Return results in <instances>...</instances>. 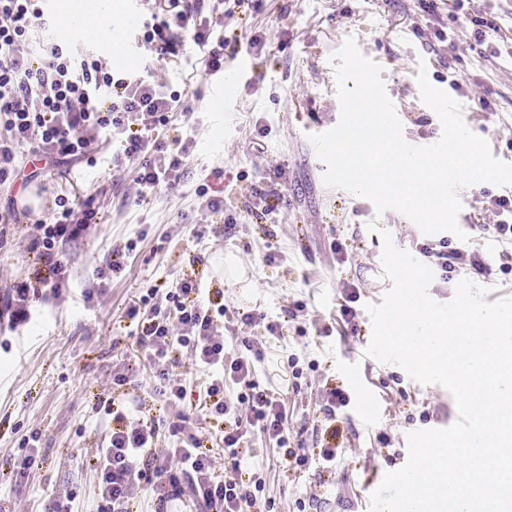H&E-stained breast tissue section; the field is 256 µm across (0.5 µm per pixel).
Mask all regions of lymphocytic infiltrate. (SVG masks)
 <instances>
[{"instance_id":"obj_1","label":"lymphocytic infiltrate","mask_w":512,"mask_h":512,"mask_svg":"<svg viewBox=\"0 0 512 512\" xmlns=\"http://www.w3.org/2000/svg\"><path fill=\"white\" fill-rule=\"evenodd\" d=\"M47 0H0V184L17 175V150L32 144L35 155L46 161L62 158L77 162L90 154L94 144L115 143V159L135 164L137 197L146 200L161 188L179 184L185 159L190 154L189 139H177L169 146L152 136L168 126L179 112L181 95L165 83L148 81L132 74L119 75L102 59L80 53L73 44L44 39L38 54L26 46L33 29L51 23ZM165 16L144 21L139 45L157 61L170 62L179 54L181 34L204 48L207 72L224 69L225 39H214L212 22L203 11L181 10L180 0H169ZM455 19L472 26L473 37L490 56H498L502 46L496 37L498 26L488 13L477 10L473 0H454ZM285 172L280 166L264 170L247 197L244 208L250 213L271 216L285 190ZM492 223L478 225L480 233L491 234L501 251L500 261L512 259V197L487 196ZM59 207L50 221H37L30 250L38 265L27 277L0 297V319L10 327L27 324L31 303L41 289L60 296L65 266L58 245L72 241L97 221L91 206L74 208L67 197H59ZM432 258L441 277L470 268L487 271L485 256L476 250L449 247L447 239L420 246ZM201 282L193 277L176 284L172 306L157 302L156 292L141 297L126 315L136 320L139 346L160 382L169 403L183 402L188 395L185 377L173 375L178 355L189 351L196 366L209 369L202 390L201 411L220 419L224 425V452L238 458L241 442L249 434L275 439L289 467H303L307 455L290 448L279 399L259 391L229 398L226 387L250 378L255 361L264 356L260 339L242 337L235 348L224 345L226 316L223 290L201 300ZM112 432L108 445L93 463L101 496L108 512H130L129 504L141 484L155 485L167 478L172 497L191 495L207 512H250L257 497L249 491L239 468L225 476L213 473L210 450L202 438L187 435L181 447L158 453V433L152 423L130 417L124 407L112 410Z\"/></svg>"}]
</instances>
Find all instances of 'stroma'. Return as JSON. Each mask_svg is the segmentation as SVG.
<instances>
[{"mask_svg":"<svg viewBox=\"0 0 512 512\" xmlns=\"http://www.w3.org/2000/svg\"><path fill=\"white\" fill-rule=\"evenodd\" d=\"M105 4L116 8L108 34L66 26L58 35L77 36L79 47L103 58L114 72H136L181 92L199 123L198 136L180 185L145 201L136 196L132 171L113 170L112 151L103 145L92 161L66 169L46 167L23 150L20 164L33 181L0 185V211L24 193H40L31 214L0 226V295L33 268L28 249L33 223L51 218L57 195L91 202L101 217L66 248L67 291L36 302L32 325L0 330V512H46L66 495L77 512H96L98 479L89 461L106 445L113 401L154 418L161 449L170 444L173 423L188 416L193 429L213 443L216 472L231 467L215 444L214 421L200 419L195 399L165 405L146 368L126 385L112 382L138 348L136 326L124 315L128 303L153 288L174 291L187 275L223 289L225 304L236 311L259 314L247 333L262 338L265 356L255 364L252 380L257 389L279 397L292 442L310 459L305 467L285 468L275 440L248 437L239 464L263 484L254 512H354L365 487L378 486L385 473L406 463L409 432L447 428L458 409L443 387L419 384L400 366L364 354L372 331L365 305L380 302L391 286L382 276L381 239L368 231V223L379 220L396 246L409 252L425 235L400 213L377 214L370 200L324 184L326 167L307 136L333 128L340 118L330 55L345 38H355L360 52L381 66L403 135L418 146L442 135L437 115L421 99L419 66L457 102H465L472 89L487 94L491 111L470 113L469 127L507 164H512V55L484 54L464 26L456 27L450 45L416 37L414 27L429 20L419 0H239L233 18L215 14V32L242 42L260 34L267 45L261 54L242 50L229 61L225 75L241 61L251 69L222 102L215 98L218 78L205 74L192 42L184 43L175 62L158 66L133 49L141 26L132 21L127 0L89 2L93 8ZM456 82L461 90H453ZM259 117L272 127L264 139L254 128ZM270 164L281 165L287 179L274 224L242 210L252 182ZM201 185L237 208L233 236H225L219 215L203 229L182 223V215L195 214ZM485 190L512 196V186L479 183L461 190V229L492 223L483 209ZM130 240L137 247L126 267L109 280H97L94 271L109 260L111 249ZM270 249L279 255L272 264L265 261ZM229 253L246 267L251 287L226 285L217 264ZM463 278L488 288V301L512 297V272L496 265L483 274L462 269L449 280L434 279L429 292L436 301H449ZM352 283L359 286L360 299L357 317L348 323L340 306L345 285ZM87 288L97 291L90 303L81 297ZM298 301L305 310L297 314ZM270 323L277 324L276 333H267ZM330 387L351 398L332 418L323 408ZM33 434L39 437L36 462L29 478L16 479L21 443ZM331 440L339 447L332 475L314 464Z\"/></svg>","mask_w":512,"mask_h":512,"instance_id":"stroma-1","label":"stroma"}]
</instances>
